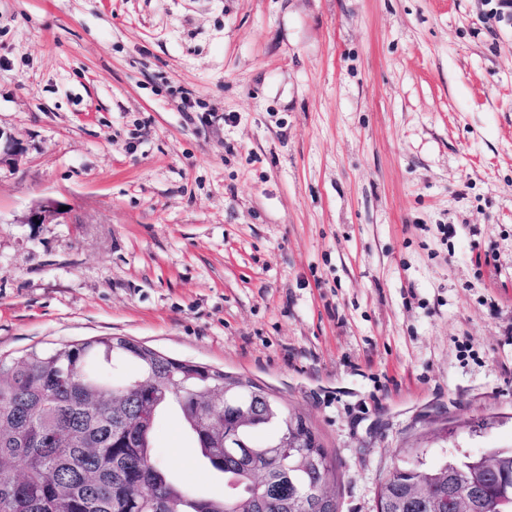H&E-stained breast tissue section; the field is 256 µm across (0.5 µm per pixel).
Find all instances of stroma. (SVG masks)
<instances>
[{"instance_id":"obj_1","label":"stroma","mask_w":512,"mask_h":512,"mask_svg":"<svg viewBox=\"0 0 512 512\" xmlns=\"http://www.w3.org/2000/svg\"><path fill=\"white\" fill-rule=\"evenodd\" d=\"M0 0V357L139 342L264 387L339 512L512 449V11ZM69 224H28L37 204ZM184 485L224 493L179 420Z\"/></svg>"}]
</instances>
